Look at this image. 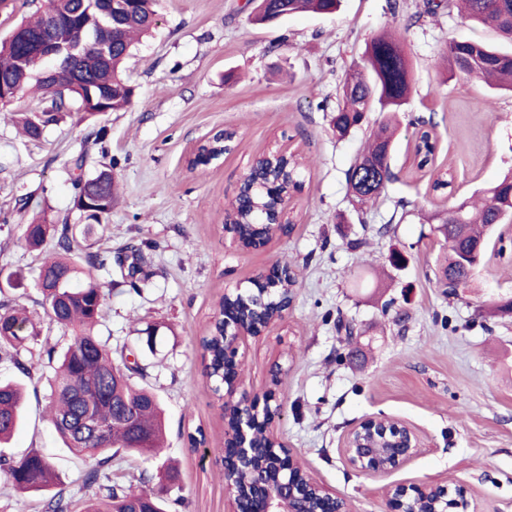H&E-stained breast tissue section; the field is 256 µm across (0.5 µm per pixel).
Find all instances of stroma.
I'll return each instance as SVG.
<instances>
[{
  "label": "stroma",
  "instance_id": "obj_1",
  "mask_svg": "<svg viewBox=\"0 0 512 512\" xmlns=\"http://www.w3.org/2000/svg\"><path fill=\"white\" fill-rule=\"evenodd\" d=\"M428 0H343L333 14L297 13L276 24L252 21L248 0H159L153 32L125 63L135 95L125 109L81 118L71 109L37 141L23 138L8 112H32L48 97L28 88L0 112V292L38 311L40 251L22 228L34 217L79 223L76 176L111 162L118 195L97 226L96 247L144 246L151 274L141 292L106 285L97 326L113 351L135 354L159 395L167 442L158 459L118 455L114 480L139 485L142 472L172 463L183 498L176 512H227L224 416L204 374L199 338L225 289L248 291L281 262L298 272L291 307L264 336L249 339L242 376L250 395L275 390L280 443L350 512H390L384 488L435 481L471 488L477 512H512V222L497 225L470 284L448 295L435 280L446 249L438 227L448 208L474 198L512 171V93L450 74L452 41L508 49L491 27ZM392 33L410 66L411 93L391 154L395 175L373 204L357 207L346 172L369 126L337 138L330 120L341 80L370 40ZM432 121V163L418 169L419 118ZM106 128L103 148L77 165L83 141ZM234 132L229 151L207 171L188 167L200 141ZM280 148L303 158L304 185L287 204L292 230L262 249L231 245L222 225L250 166ZM451 192L433 191L437 174ZM21 279L6 286V276ZM355 330L336 332L337 320ZM152 328L147 342L143 328ZM47 363L20 377L0 362L1 380H21L25 419L0 454L35 450L59 470L73 498L84 494L85 460L65 448L47 418ZM384 414L415 427L422 448L383 476L356 471L343 439L364 418Z\"/></svg>",
  "mask_w": 512,
  "mask_h": 512
}]
</instances>
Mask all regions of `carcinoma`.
<instances>
[{
	"label": "carcinoma",
	"instance_id": "carcinoma-1",
	"mask_svg": "<svg viewBox=\"0 0 512 512\" xmlns=\"http://www.w3.org/2000/svg\"><path fill=\"white\" fill-rule=\"evenodd\" d=\"M114 0H50L47 10L36 19L17 25L19 32L0 40V103L7 105L8 92L34 85L51 93L38 112L15 114L23 135L36 141L57 124L70 103L94 115L113 112L130 104L134 89L124 79V64L140 36L157 24V0H122L121 30L117 37L105 31V10ZM464 18L494 27L512 42V0H457ZM341 0H256L254 21L262 23L270 15L291 16L302 11L332 14ZM61 29L66 39L79 48L51 87L34 77V67L26 60L31 43L48 35L51 28ZM451 71L478 78L497 90L512 92V53L501 52L479 42H452L448 45ZM342 101L331 117L333 132L339 138L366 121L367 113L379 108L388 113L386 120L372 128L367 148L347 171L349 193L362 207L376 200L394 179L390 154L396 115L403 111L410 93L409 66L401 42L389 36L371 41L363 59L345 75ZM434 146L430 133L421 132L417 145L419 165L431 161ZM303 165L291 158L284 173L288 187L300 189ZM78 193L99 203L90 211L78 207L85 219L102 224L112 211L114 181L112 167H103L94 176L74 181ZM241 220L239 233L244 245L255 243L259 233L255 224L262 219L248 198L234 206ZM512 218V175L487 189L477 203L462 202L448 209L441 234L448 243V254L438 269L437 279L450 295L467 286L473 268L463 265L474 251L484 255L486 231L505 218ZM22 239L34 250H46L38 271L40 306L45 318L68 337L61 351L44 348L40 336L41 321H36L10 300H0V361L13 365L21 374H31L34 359H46L53 368L50 379L49 420L65 447L89 460L83 479L84 497L76 501L67 495L63 481L52 464L33 451L19 459L0 458V469L8 474L12 489L20 496H44L43 512H169V501L144 489L112 483L104 468L112 464L122 450L146 460L155 458L164 448L165 421L155 393L135 381L143 375L138 362L113 357L111 337L95 332L101 316L104 293L95 273L112 275L117 267L121 278L138 290L145 263L142 249H134L133 262L124 266L121 256L110 250L85 253L84 264L74 258L77 237L72 225L49 224L42 217L24 225ZM297 285L290 266L284 277L267 285L265 309L273 313ZM201 346L208 354L213 373L221 369L224 336L220 323L210 322ZM24 407L23 388L14 381L0 382V444L17 431ZM93 411L105 426L99 437L84 436V413Z\"/></svg>",
	"mask_w": 512,
	"mask_h": 512
}]
</instances>
